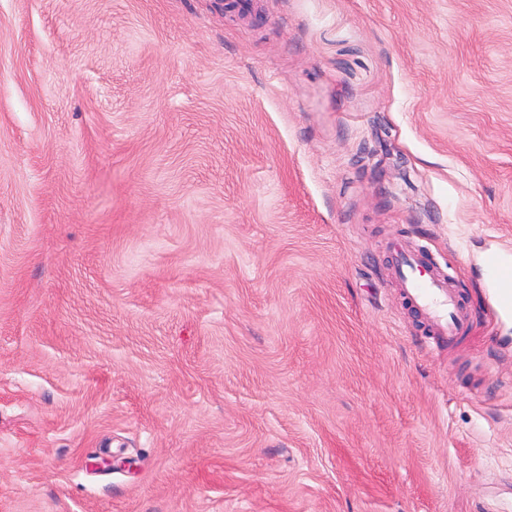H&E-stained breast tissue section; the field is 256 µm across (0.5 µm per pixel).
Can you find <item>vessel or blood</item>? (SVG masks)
I'll return each mask as SVG.
<instances>
[{
  "label": "vessel or blood",
  "mask_w": 512,
  "mask_h": 512,
  "mask_svg": "<svg viewBox=\"0 0 512 512\" xmlns=\"http://www.w3.org/2000/svg\"><path fill=\"white\" fill-rule=\"evenodd\" d=\"M495 288L498 312H512V256L493 253L486 259ZM398 274L407 295L418 306L437 341H454L469 321L460 308L446 278L428 271L421 256L409 250L399 253Z\"/></svg>",
  "instance_id": "obj_1"
}]
</instances>
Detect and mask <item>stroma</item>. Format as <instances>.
Returning <instances> with one entry per match:
<instances>
[{"mask_svg":"<svg viewBox=\"0 0 512 512\" xmlns=\"http://www.w3.org/2000/svg\"><path fill=\"white\" fill-rule=\"evenodd\" d=\"M504 248L512 0H0V512H512ZM398 274L407 295L418 306L441 343H451L466 328L467 312L460 308L448 281L429 272L420 254L409 250L399 253ZM510 255V258H509ZM495 288L497 311L512 312V260L510 252L492 253L486 259Z\"/></svg>","mask_w":512,"mask_h":512,"instance_id":"35a3bbf8","label":"stroma"}]
</instances>
